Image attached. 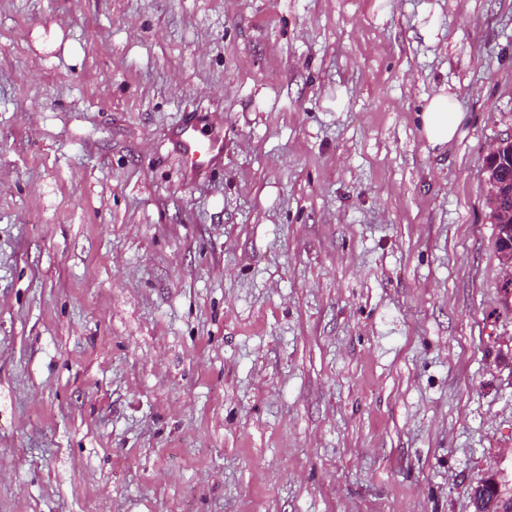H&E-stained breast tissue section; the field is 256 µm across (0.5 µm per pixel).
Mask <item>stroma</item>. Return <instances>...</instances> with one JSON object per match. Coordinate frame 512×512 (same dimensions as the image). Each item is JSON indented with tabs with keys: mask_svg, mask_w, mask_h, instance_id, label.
Returning a JSON list of instances; mask_svg holds the SVG:
<instances>
[{
	"mask_svg": "<svg viewBox=\"0 0 512 512\" xmlns=\"http://www.w3.org/2000/svg\"><path fill=\"white\" fill-rule=\"evenodd\" d=\"M510 134L512 0H0V512L511 494ZM426 101L420 115L422 132L432 147H445L454 138L461 119L455 97L442 87ZM180 144L192 172L207 168L223 153V142L218 137L201 139L190 126L180 131ZM508 150V161L504 150ZM511 150V155H510ZM511 162V163H510ZM507 171L510 175L507 176ZM484 173L491 195L494 223L506 228L507 236L502 235L503 256L507 267H512V134L499 140L498 145L488 155Z\"/></svg>",
	"mask_w": 512,
	"mask_h": 512,
	"instance_id": "stroma-1",
	"label": "stroma"
}]
</instances>
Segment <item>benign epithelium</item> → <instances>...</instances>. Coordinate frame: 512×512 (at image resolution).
<instances>
[{"mask_svg":"<svg viewBox=\"0 0 512 512\" xmlns=\"http://www.w3.org/2000/svg\"><path fill=\"white\" fill-rule=\"evenodd\" d=\"M512 151V135L499 140L488 155L484 173L491 195L494 223L506 228L501 236L503 256L507 267H512V154L504 156V150Z\"/></svg>","mask_w":512,"mask_h":512,"instance_id":"7a95c632","label":"benign epithelium"}]
</instances>
